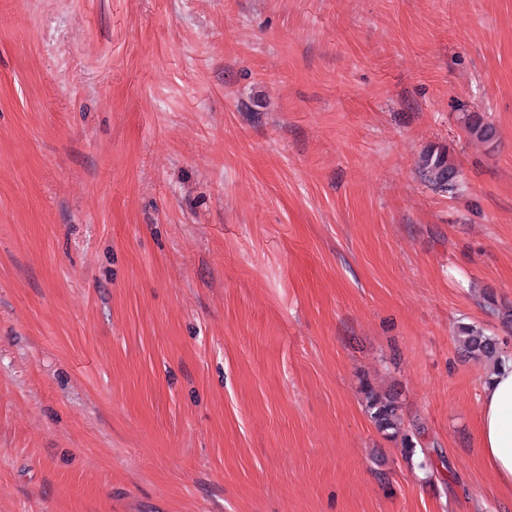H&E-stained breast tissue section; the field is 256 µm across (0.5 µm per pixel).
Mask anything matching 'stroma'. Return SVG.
Here are the masks:
<instances>
[{
	"mask_svg": "<svg viewBox=\"0 0 512 512\" xmlns=\"http://www.w3.org/2000/svg\"><path fill=\"white\" fill-rule=\"evenodd\" d=\"M510 310L512 0H0V512H512ZM465 129L470 142L476 146H487L497 136L496 128L478 114L468 115L465 121ZM417 169L421 178L435 188L448 192L456 189L457 184L449 182V177L456 173V168L442 149L431 148L422 152ZM457 342L470 359L493 365L501 359L483 384L479 441L488 469L512 491V359H502L496 339L476 326H460ZM367 407L370 418L377 430L394 439H400L402 448L409 455L415 452L416 444L413 438L420 433L419 428L408 430L404 426V420L401 414V403L397 393L388 392L377 394L373 391L368 392Z\"/></svg>",
	"mask_w": 512,
	"mask_h": 512,
	"instance_id": "stroma-1",
	"label": "stroma"
}]
</instances>
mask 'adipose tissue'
<instances>
[{
  "mask_svg": "<svg viewBox=\"0 0 512 512\" xmlns=\"http://www.w3.org/2000/svg\"><path fill=\"white\" fill-rule=\"evenodd\" d=\"M479 441L488 469L512 491V359L498 362L483 384Z\"/></svg>",
  "mask_w": 512,
  "mask_h": 512,
  "instance_id": "obj_1",
  "label": "adipose tissue"
}]
</instances>
